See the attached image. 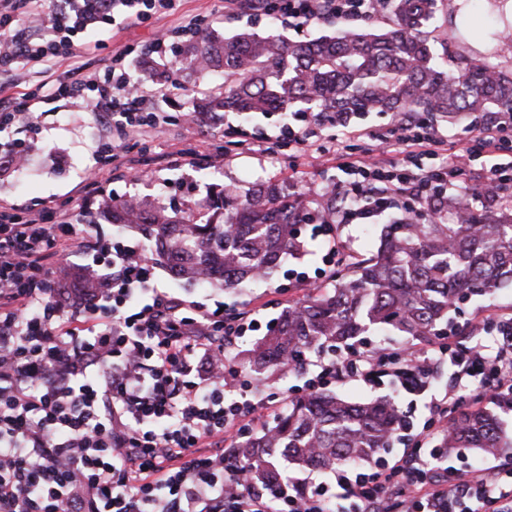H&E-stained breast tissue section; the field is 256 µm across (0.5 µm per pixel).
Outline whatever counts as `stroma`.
Here are the masks:
<instances>
[{
    "label": "stroma",
    "instance_id": "obj_1",
    "mask_svg": "<svg viewBox=\"0 0 512 512\" xmlns=\"http://www.w3.org/2000/svg\"><path fill=\"white\" fill-rule=\"evenodd\" d=\"M495 0H465L463 6L448 4L437 14L431 27L435 31L437 53L457 55L464 52L473 57L487 54V31L500 27ZM179 12L191 17L206 14L213 28L225 36L242 30L259 31L269 26L267 16L253 10L226 11L224 0H180ZM385 11L365 19L336 18L319 21L300 30L283 29L284 38L298 41L344 28H383ZM172 18H161L142 25H133L109 41L105 50L95 57L103 64L108 51L130 45L139 47L152 43L172 26ZM182 43H174L172 52L154 60L158 70L176 73L184 87L181 95L161 103L160 110L169 118L161 136L129 147L125 166L113 169L104 166L99 146L115 137L102 120L76 103L49 102L42 104L19 125L0 132V142L24 139L31 158L22 172L9 165L0 166V205L38 212L45 201H54L64 209L80 206L86 196V186L92 176H102L99 196L122 199L128 196L157 198L162 202L181 203L204 198L212 183L234 184L242 188L260 181L286 185L297 191L308 183L329 185L344 179L345 174L335 162L312 158L296 152L283 136L286 116L278 112L242 115L225 113L192 126L185 125L183 116L191 112L192 102L200 87L186 72L180 71ZM265 142L271 156L242 150L241 141ZM393 214L385 213L369 224H340L337 238L350 242L355 259L373 254ZM302 252L288 258L283 271L272 281L259 280L237 291H222L200 285H187L174 280L161 265H154L152 284L168 296L194 302L208 308L223 307L225 312L257 319V330L246 332L233 347V354L252 348L265 335L279 311L289 302L302 298L310 288L330 285L331 279L321 276L328 244L324 237L311 234L310 226H302ZM512 310V283L499 288L493 297L472 296L458 302L449 314L448 330L455 344L470 345L473 325L488 307Z\"/></svg>",
    "mask_w": 512,
    "mask_h": 512
}]
</instances>
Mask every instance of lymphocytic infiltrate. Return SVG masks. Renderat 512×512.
<instances>
[{
    "label": "lymphocytic infiltrate",
    "mask_w": 512,
    "mask_h": 512,
    "mask_svg": "<svg viewBox=\"0 0 512 512\" xmlns=\"http://www.w3.org/2000/svg\"><path fill=\"white\" fill-rule=\"evenodd\" d=\"M279 22L308 27L331 13L366 18L380 0H275ZM175 0H0V131L42 103L73 100L112 122L115 143L157 133L165 122L154 103L178 85L149 86L129 73L137 56H163L165 39L115 51L98 68L86 31H121L171 15ZM47 18L39 36L27 20ZM288 140L299 152L343 157L364 130L343 124L342 138L323 144L333 121L295 113ZM391 156L369 149L345 161L339 209L317 205L314 236L345 251L338 224L367 221L397 208L401 223L434 224L448 198L468 200L467 175L483 160V197L502 203L512 183V113L470 121L471 136L452 156L440 119L394 120ZM91 256L109 269L104 288L64 307L57 292L67 270L52 258ZM150 261L138 248L110 241L82 214L56 204L20 214L0 207V512H512V470L450 465L434 442L446 433L468 393L494 398L512 390L508 317L492 310L475 326L465 351L450 340L415 359L403 347L350 348L317 355L306 384L313 392L341 378L391 376L400 392L426 391L430 364L450 359L447 390L431 395L429 414L399 459L331 473L330 481L289 478L288 493L248 483L223 453L202 454L211 440L249 434L260 420L259 392L244 380L227 348L246 327L219 309L187 304L151 290Z\"/></svg>",
    "instance_id": "1"
}]
</instances>
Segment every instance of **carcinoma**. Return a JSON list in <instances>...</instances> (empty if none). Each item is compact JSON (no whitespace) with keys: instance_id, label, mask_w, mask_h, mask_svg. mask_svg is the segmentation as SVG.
<instances>
[{"instance_id":"obj_1","label":"carcinoma","mask_w":512,"mask_h":512,"mask_svg":"<svg viewBox=\"0 0 512 512\" xmlns=\"http://www.w3.org/2000/svg\"><path fill=\"white\" fill-rule=\"evenodd\" d=\"M387 27L346 30L290 43L269 28L231 39L203 29L183 52L179 70L206 86L196 111L319 112L340 121L357 114L403 117L425 112L461 123L473 115L512 112V68L460 55L438 61L427 23L438 0H386ZM311 199L276 182L240 191L214 184L181 208L147 197L131 209L106 200L114 224L145 230L151 254L170 276L226 290L269 279L300 253L298 224ZM451 224H389L376 253L356 261L333 287H317L285 307L268 332L234 364L257 385L299 366L307 353L342 351L371 329H392L414 346L448 333V311L460 299L490 295L512 282V206L480 211L452 203ZM500 401L477 402L448 426L441 447L512 456ZM404 427L389 397L360 403L318 391L294 398L263 433L233 444L251 483L275 490L293 467L334 470L369 461Z\"/></svg>"}]
</instances>
